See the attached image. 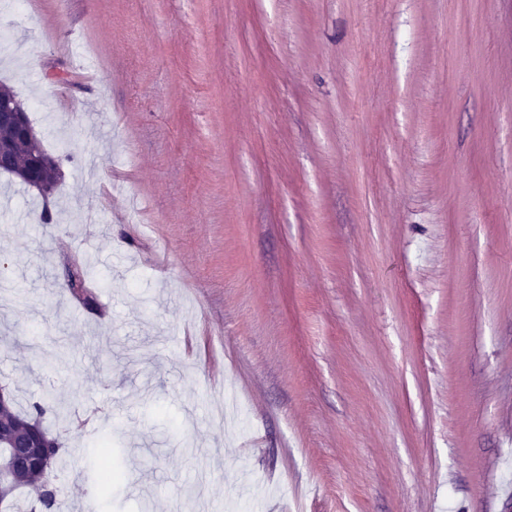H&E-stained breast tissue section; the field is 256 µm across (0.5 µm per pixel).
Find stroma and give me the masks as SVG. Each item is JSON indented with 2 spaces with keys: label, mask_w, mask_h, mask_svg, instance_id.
<instances>
[{
  "label": "stroma",
  "mask_w": 512,
  "mask_h": 512,
  "mask_svg": "<svg viewBox=\"0 0 512 512\" xmlns=\"http://www.w3.org/2000/svg\"><path fill=\"white\" fill-rule=\"evenodd\" d=\"M1 23L61 177L0 175V385L70 449L59 512L104 435L102 512H506L512 0ZM89 459L97 475L94 498L99 501L112 493V485L122 479L123 471L119 465L112 463L111 451L106 442H101L97 448H91Z\"/></svg>",
  "instance_id": "obj_1"
}]
</instances>
